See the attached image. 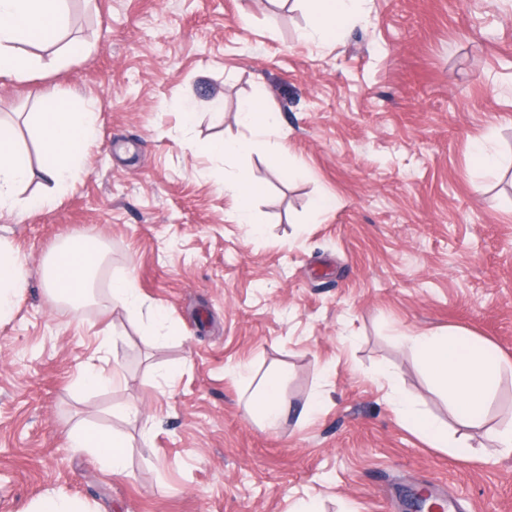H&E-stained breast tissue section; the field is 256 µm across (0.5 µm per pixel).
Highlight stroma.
Segmentation results:
<instances>
[{"instance_id": "stroma-1", "label": "stroma", "mask_w": 512, "mask_h": 512, "mask_svg": "<svg viewBox=\"0 0 512 512\" xmlns=\"http://www.w3.org/2000/svg\"><path fill=\"white\" fill-rule=\"evenodd\" d=\"M333 42L303 39L304 0H84L65 36L86 52L0 85V119L41 164L37 112L62 93L96 112L100 139L55 205L0 213L25 262L0 321V512L55 491L97 512H412L429 488L447 512H512V0H364ZM287 149L236 167L261 183L259 234L233 221L224 166L191 142L245 136L256 85ZM222 97L224 109L210 103ZM196 112L182 127L185 102ZM330 205L310 222L318 197ZM90 234L107 258L95 300L71 314L43 280L45 254ZM135 278L147 316L112 303ZM122 331L118 350L105 336ZM460 330L503 370L482 426H462L407 332ZM118 362L112 386L78 385ZM448 425L444 450L408 431L377 375ZM281 375L288 413L270 430L242 402ZM76 425L128 445L126 474L70 447Z\"/></svg>"}]
</instances>
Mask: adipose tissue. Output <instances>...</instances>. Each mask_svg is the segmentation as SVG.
<instances>
[{"mask_svg": "<svg viewBox=\"0 0 512 512\" xmlns=\"http://www.w3.org/2000/svg\"><path fill=\"white\" fill-rule=\"evenodd\" d=\"M316 18L305 30L306 39L329 42L339 39L345 29L362 20V0H315ZM64 0H0V83L27 81L40 61L28 50L33 34L41 29H60L65 18ZM249 129L245 139H224L194 145L196 154L207 158H241L250 154L269 132L279 125V115L263 90L245 100L238 113ZM43 153L50 165L33 170L13 136L0 135V212L18 208L36 209L52 204L74 184L83 169L88 146L99 138L95 113L60 100L36 117ZM41 175L49 187L46 194L19 198L18 191L33 175ZM105 255L98 239L63 240L46 258L47 290L71 312H79L93 296L92 277ZM24 264L11 248L0 244V321L13 311L14 298L24 279ZM402 344L417 355L435 387L446 397L451 409L470 423L479 422L487 408L502 370V363L489 344L468 334L451 330L439 335H401ZM379 378L386 397L400 421L433 447L448 445V430L426 416L417 402L391 387L387 372ZM247 415L268 428H275L287 413L281 396L280 379L264 378L245 402ZM68 437L74 447L91 449L95 458L111 473L127 470L124 441L112 433L72 429Z\"/></svg>", "mask_w": 512, "mask_h": 512, "instance_id": "1", "label": "adipose tissue"}]
</instances>
